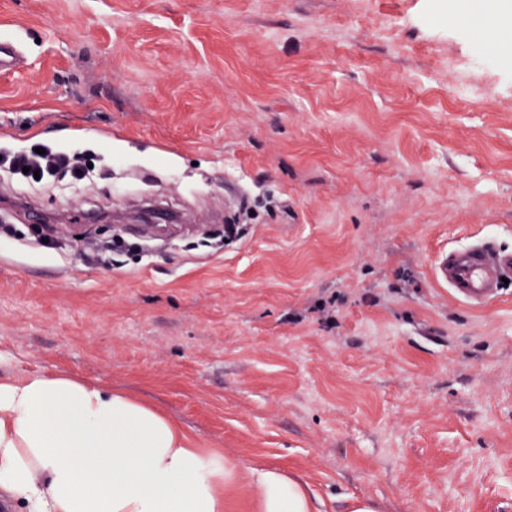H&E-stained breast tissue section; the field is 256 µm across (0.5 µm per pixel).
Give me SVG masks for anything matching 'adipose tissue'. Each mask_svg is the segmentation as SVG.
I'll list each match as a JSON object with an SVG mask.
<instances>
[{
	"label": "adipose tissue",
	"instance_id": "obj_1",
	"mask_svg": "<svg viewBox=\"0 0 512 512\" xmlns=\"http://www.w3.org/2000/svg\"><path fill=\"white\" fill-rule=\"evenodd\" d=\"M241 481L258 512H317L305 481L193 447L125 392L0 372V502L10 512H224L226 488Z\"/></svg>",
	"mask_w": 512,
	"mask_h": 512
}]
</instances>
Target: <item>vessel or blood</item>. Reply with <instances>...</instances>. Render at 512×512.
Masks as SVG:
<instances>
[{"instance_id": "b4317fda", "label": "vessel or blood", "mask_w": 512, "mask_h": 512, "mask_svg": "<svg viewBox=\"0 0 512 512\" xmlns=\"http://www.w3.org/2000/svg\"><path fill=\"white\" fill-rule=\"evenodd\" d=\"M512 275V252L483 245L443 252L434 266L437 281L448 285L459 300L480 308L493 301L502 278Z\"/></svg>"}]
</instances>
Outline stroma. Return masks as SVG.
Returning a JSON list of instances; mask_svg holds the SVG:
<instances>
[{
    "label": "stroma",
    "instance_id": "35a3bbf8",
    "mask_svg": "<svg viewBox=\"0 0 512 512\" xmlns=\"http://www.w3.org/2000/svg\"><path fill=\"white\" fill-rule=\"evenodd\" d=\"M470 3L0 0V150L95 165L26 197L0 170V355L284 466L319 512H512V282L475 308L432 275L512 252V56L473 64ZM138 208L182 221L85 219Z\"/></svg>",
    "mask_w": 512,
    "mask_h": 512
}]
</instances>
